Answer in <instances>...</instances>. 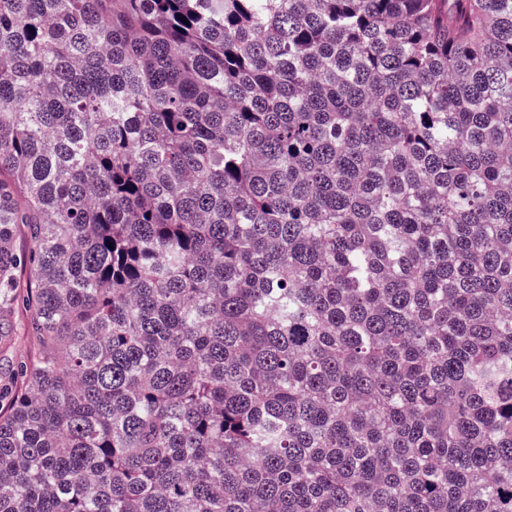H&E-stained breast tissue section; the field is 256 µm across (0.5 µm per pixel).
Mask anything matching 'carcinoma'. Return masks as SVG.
<instances>
[{
	"mask_svg": "<svg viewBox=\"0 0 512 512\" xmlns=\"http://www.w3.org/2000/svg\"><path fill=\"white\" fill-rule=\"evenodd\" d=\"M21 270L0 512H512V0H0ZM18 301L10 315L0 321V334L8 336L9 345L0 344V367H3L0 385L5 383V366L18 363L32 365L37 358V347L28 333L30 317V290L27 277L22 273L18 278Z\"/></svg>",
	"mask_w": 512,
	"mask_h": 512,
	"instance_id": "carcinoma-1",
	"label": "carcinoma"
}]
</instances>
